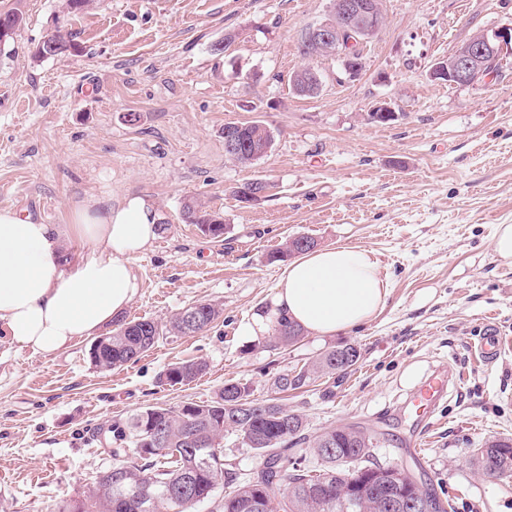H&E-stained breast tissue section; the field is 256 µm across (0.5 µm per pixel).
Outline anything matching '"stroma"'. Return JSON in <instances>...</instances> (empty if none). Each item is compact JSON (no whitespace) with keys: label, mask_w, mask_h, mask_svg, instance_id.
<instances>
[{"label":"stroma","mask_w":512,"mask_h":512,"mask_svg":"<svg viewBox=\"0 0 512 512\" xmlns=\"http://www.w3.org/2000/svg\"><path fill=\"white\" fill-rule=\"evenodd\" d=\"M20 2L25 24L0 58V208L64 227L81 204L145 198L162 229L131 260L141 287L126 318L163 324L201 301L220 315L112 370L92 364L88 337L40 355L0 336V512L88 499L114 462L98 429L150 406L205 404L228 381L300 414L308 441L358 427L379 464L445 493L448 512H512V478L487 479L475 459L487 440L512 438V262L492 250L497 225L512 224V55L486 84L428 76L475 33L511 25L512 0H382L385 22L353 80L339 57L300 49L332 0H92L79 13L66 0ZM58 27L79 52L37 57ZM306 67L322 79L311 97L288 84ZM381 101L393 121L370 119ZM254 121L273 145L241 165L224 125ZM258 179L268 196L238 201L233 188ZM188 201L223 214V240L184 223ZM300 235L372 250L389 297L348 332L277 346L244 328L285 268L269 253ZM489 324L505 346L493 362L476 350ZM346 343L361 351L352 370L276 389L280 374ZM197 360L208 370L191 383L160 382ZM443 364L454 386L419 460L404 450L401 407ZM308 441L288 454L313 467Z\"/></svg>","instance_id":"35a3bbf8"}]
</instances>
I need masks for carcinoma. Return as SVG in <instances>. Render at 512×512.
<instances>
[{"label":"carcinoma","mask_w":512,"mask_h":512,"mask_svg":"<svg viewBox=\"0 0 512 512\" xmlns=\"http://www.w3.org/2000/svg\"><path fill=\"white\" fill-rule=\"evenodd\" d=\"M12 26V35L0 40V55L11 52L14 36L24 16L15 6L0 11V20ZM55 43L49 56L79 51L71 37L57 29L51 34ZM248 149L238 158L240 164H251L266 154L270 130L261 123H249L243 132ZM183 219L198 225L201 232L221 238L227 230L224 219L215 212L188 203ZM220 309L212 303L192 305L174 314L162 325L147 319L112 321L113 329L101 336L102 343L90 349L91 362L104 370H112L136 361L149 351L157 339L168 333L193 335L209 328L219 317ZM303 330L288 321L278 324L273 338L282 346H292L301 339ZM336 348L321 352L295 376L282 374L276 387L281 391L298 389L312 376L343 373L358 360L335 363ZM204 361L180 362L168 368L162 382L184 385L206 373ZM192 426L185 428L186 406H151L130 421L115 422L108 428L107 441L113 445V456L123 448L132 449V459H121L112 465V476L96 481L89 500L77 506L66 502L58 512H132L126 498L131 489H148L147 512H192L198 499L210 498L217 485L228 488L224 493L223 512H252L251 504L262 512H340V499L346 490L350 468L361 470L374 465V442L363 431L353 427L331 426L313 440V454L321 461L314 471L284 454V447L304 441L305 423L301 415L274 402H257L250 398L247 385L224 384L216 398L207 404L192 405ZM160 428L165 446L153 448L150 429ZM233 432L242 445L263 457L262 466L240 476L217 464L224 458L219 440ZM477 459L483 474L492 480L512 477V439L495 438L478 449ZM409 491L426 500L433 512H447L445 501L436 493L405 477Z\"/></svg>","instance_id":"obj_1"}]
</instances>
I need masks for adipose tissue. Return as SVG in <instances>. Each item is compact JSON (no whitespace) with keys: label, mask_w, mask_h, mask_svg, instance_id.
<instances>
[{"label":"adipose tissue","mask_w":512,"mask_h":512,"mask_svg":"<svg viewBox=\"0 0 512 512\" xmlns=\"http://www.w3.org/2000/svg\"><path fill=\"white\" fill-rule=\"evenodd\" d=\"M160 220L140 197L116 207H79L72 230L91 253L70 264L54 225L0 209V334L32 352L53 354L121 315L140 288L130 260L155 239ZM388 295L370 250L314 249L288 264L269 306L245 331L261 336L284 318L333 336L374 317Z\"/></svg>","instance_id":"ef3b65f1"}]
</instances>
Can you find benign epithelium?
I'll use <instances>...</instances> for the list:
<instances>
[{"instance_id":"7a95c632","label":"benign epithelium","mask_w":512,"mask_h":512,"mask_svg":"<svg viewBox=\"0 0 512 512\" xmlns=\"http://www.w3.org/2000/svg\"><path fill=\"white\" fill-rule=\"evenodd\" d=\"M384 21L381 0H333L331 19L313 28L310 36L317 52L341 56L345 74L356 77L361 71L356 49L370 40ZM508 52L512 54V25L477 33L448 58L435 62L430 77L450 85H478L492 77V63L503 59ZM242 130L238 124H224V144L237 154L248 146L240 137ZM403 483L404 474L397 468L384 466L368 474L359 471L349 481V498L368 486L383 494L386 508L391 512L407 508L429 512L419 499L404 496Z\"/></svg>"}]
</instances>
